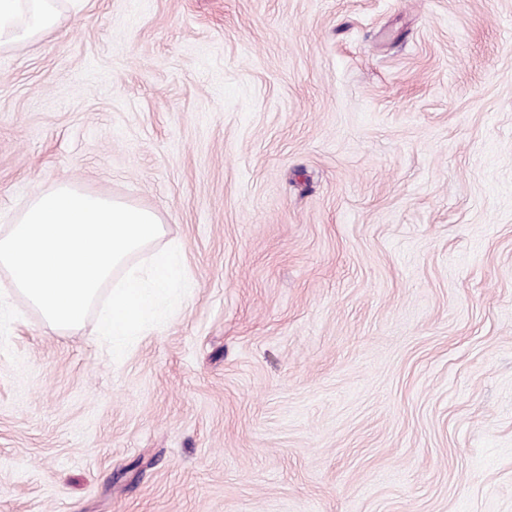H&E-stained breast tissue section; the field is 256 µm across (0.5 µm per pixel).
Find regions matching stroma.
Listing matches in <instances>:
<instances>
[{
    "instance_id": "1",
    "label": "stroma",
    "mask_w": 512,
    "mask_h": 512,
    "mask_svg": "<svg viewBox=\"0 0 512 512\" xmlns=\"http://www.w3.org/2000/svg\"><path fill=\"white\" fill-rule=\"evenodd\" d=\"M0 50V227L155 209L121 360L26 302L0 512H512V0H57Z\"/></svg>"
}]
</instances>
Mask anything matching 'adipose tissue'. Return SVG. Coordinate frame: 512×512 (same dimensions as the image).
<instances>
[{
	"label": "adipose tissue",
	"instance_id": "adipose-tissue-1",
	"mask_svg": "<svg viewBox=\"0 0 512 512\" xmlns=\"http://www.w3.org/2000/svg\"><path fill=\"white\" fill-rule=\"evenodd\" d=\"M54 0H0V49L40 37L57 25Z\"/></svg>",
	"mask_w": 512,
	"mask_h": 512
}]
</instances>
